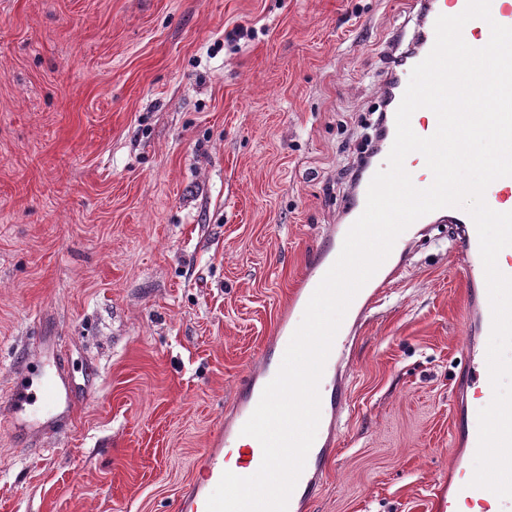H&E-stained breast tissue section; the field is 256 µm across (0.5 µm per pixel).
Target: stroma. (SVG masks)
Returning a JSON list of instances; mask_svg holds the SVG:
<instances>
[{
	"instance_id": "obj_1",
	"label": "stroma",
	"mask_w": 512,
	"mask_h": 512,
	"mask_svg": "<svg viewBox=\"0 0 512 512\" xmlns=\"http://www.w3.org/2000/svg\"><path fill=\"white\" fill-rule=\"evenodd\" d=\"M415 0H0V512H172L328 225ZM467 284L448 227L351 350L312 512H433ZM67 392L15 422L21 387Z\"/></svg>"
}]
</instances>
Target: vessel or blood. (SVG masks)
<instances>
[{"label": "vessel or blood", "instance_id": "vessel-or-blood-1", "mask_svg": "<svg viewBox=\"0 0 512 512\" xmlns=\"http://www.w3.org/2000/svg\"><path fill=\"white\" fill-rule=\"evenodd\" d=\"M467 0H432V8L425 16V26L419 35L422 54H429L435 42V21L438 16L461 13ZM491 21L470 20L465 29L475 38L490 36L491 23L512 27V0H494ZM497 189L486 198L490 208L498 212L512 211V177L498 179ZM446 218L454 228L459 241V258L467 282L466 322L468 333V362L456 386L458 411L453 441L460 452H476L478 446V419L470 409L471 395L490 397V378L486 360L492 315L479 239L475 223L468 212L456 207L438 209L411 224L396 240L393 253L399 263L380 267L350 304L354 313L352 325L338 331L325 364L319 385L321 396L320 421L315 441L308 453L305 467L289 499L288 512H309L314 498L323 486L325 464L336 454L339 427L347 405L350 378V352L357 334L381 299L386 286L400 277L404 270L401 261L409 244L422 234L434 217ZM349 227L345 224L329 226L322 247L310 258L306 274L292 290L287 307L279 316L276 334L266 346L260 359L246 370L238 385L235 403L225 416L223 425L204 449L195 464V475L183 489L176 503V512H207V499L218 485L225 470L224 451L240 449L244 460L261 464L262 448L255 438L242 435L241 429L256 408L265 386L276 376L288 343L304 315L307 303L325 273L340 254ZM458 478L449 480L448 495L436 503L438 512H447L454 503L492 500L494 512H512V497L498 498L492 491L471 486L464 474L463 463H455Z\"/></svg>", "mask_w": 512, "mask_h": 512}]
</instances>
